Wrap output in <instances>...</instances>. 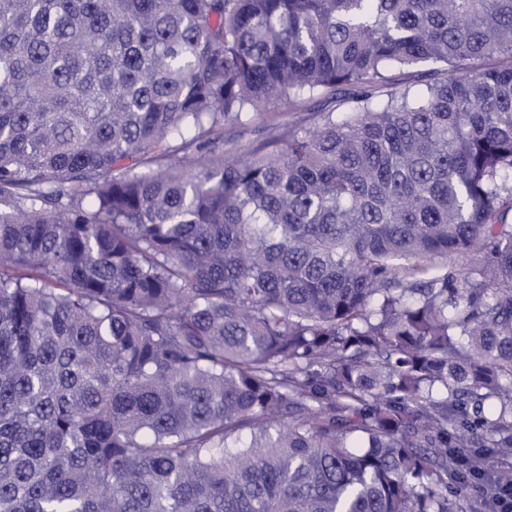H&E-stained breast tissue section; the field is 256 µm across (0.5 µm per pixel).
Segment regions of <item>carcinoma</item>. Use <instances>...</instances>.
Returning <instances> with one entry per match:
<instances>
[{"label":"carcinoma","mask_w":512,"mask_h":512,"mask_svg":"<svg viewBox=\"0 0 512 512\" xmlns=\"http://www.w3.org/2000/svg\"><path fill=\"white\" fill-rule=\"evenodd\" d=\"M509 181L512 0H0V512H471ZM335 103L322 100L282 104L251 114L249 123L237 130H224V140L234 139L236 147L247 152L273 134H283L292 129L309 128L316 112L329 109Z\"/></svg>","instance_id":"cac0c4a2"}]
</instances>
